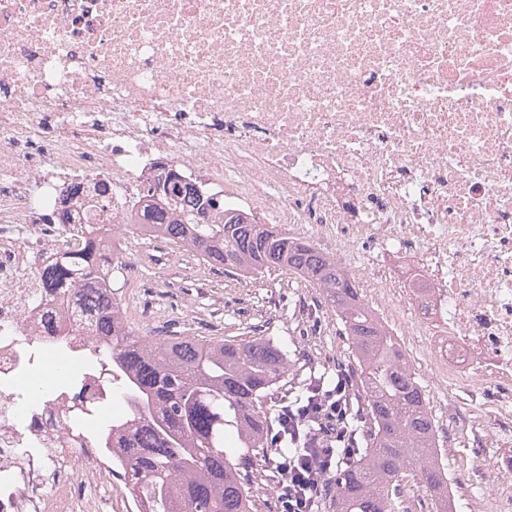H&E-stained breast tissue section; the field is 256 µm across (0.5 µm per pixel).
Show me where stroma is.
Returning a JSON list of instances; mask_svg holds the SVG:
<instances>
[{"instance_id":"obj_1","label":"stroma","mask_w":512,"mask_h":512,"mask_svg":"<svg viewBox=\"0 0 512 512\" xmlns=\"http://www.w3.org/2000/svg\"><path fill=\"white\" fill-rule=\"evenodd\" d=\"M124 262L146 281L163 271L187 284H203L202 297L180 295L165 304L174 325L185 333L240 339L253 332L270 337L289 345L294 369L303 377L321 372L332 377L346 375L354 364L352 349L335 312L326 306L318 288L296 275L271 271L245 279L210 267L193 255L169 260L136 247ZM449 441L452 453L448 465L457 474V495L465 505L463 512H477L474 484L489 483L491 474L486 469L477 470L465 429H455ZM275 456L271 448L253 461L251 492L257 512L282 510L275 492L277 473L271 464Z\"/></svg>"}]
</instances>
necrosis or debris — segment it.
Here are the masks:
<instances>
[{
  "label": "necrosis or debris",
  "instance_id": "obj_1",
  "mask_svg": "<svg viewBox=\"0 0 512 512\" xmlns=\"http://www.w3.org/2000/svg\"><path fill=\"white\" fill-rule=\"evenodd\" d=\"M168 169L364 273L512 512V0H0V512H142L42 273L146 239ZM123 285L167 337L171 281Z\"/></svg>",
  "mask_w": 512,
  "mask_h": 512
}]
</instances>
